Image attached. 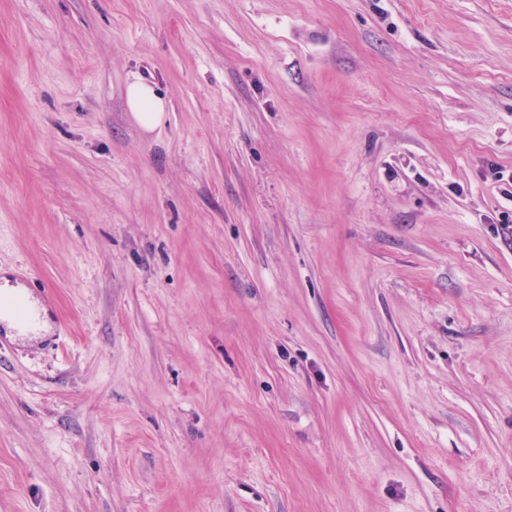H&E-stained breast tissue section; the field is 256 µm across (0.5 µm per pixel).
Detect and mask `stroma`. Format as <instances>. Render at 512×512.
I'll return each instance as SVG.
<instances>
[{"mask_svg": "<svg viewBox=\"0 0 512 512\" xmlns=\"http://www.w3.org/2000/svg\"><path fill=\"white\" fill-rule=\"evenodd\" d=\"M4 272L0 512H512V0H0ZM125 96L132 118L145 131H152L161 124L165 103L151 84L136 79L128 83Z\"/></svg>", "mask_w": 512, "mask_h": 512, "instance_id": "obj_1", "label": "stroma"}]
</instances>
